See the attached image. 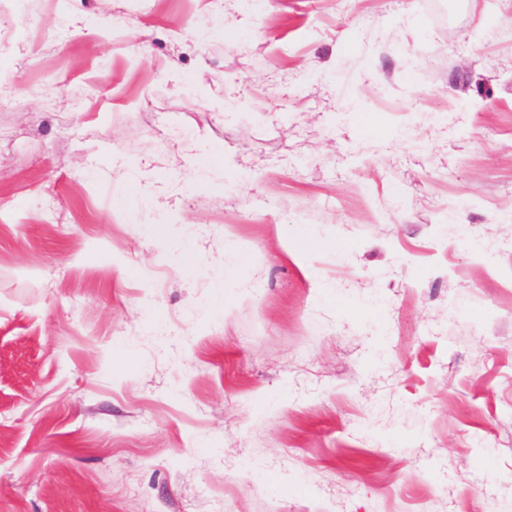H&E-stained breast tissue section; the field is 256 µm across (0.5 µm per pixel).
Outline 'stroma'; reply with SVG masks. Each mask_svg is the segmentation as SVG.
Returning a JSON list of instances; mask_svg holds the SVG:
<instances>
[{"mask_svg": "<svg viewBox=\"0 0 512 512\" xmlns=\"http://www.w3.org/2000/svg\"><path fill=\"white\" fill-rule=\"evenodd\" d=\"M0 70V512H512V0H0Z\"/></svg>", "mask_w": 512, "mask_h": 512, "instance_id": "35a3bbf8", "label": "stroma"}]
</instances>
